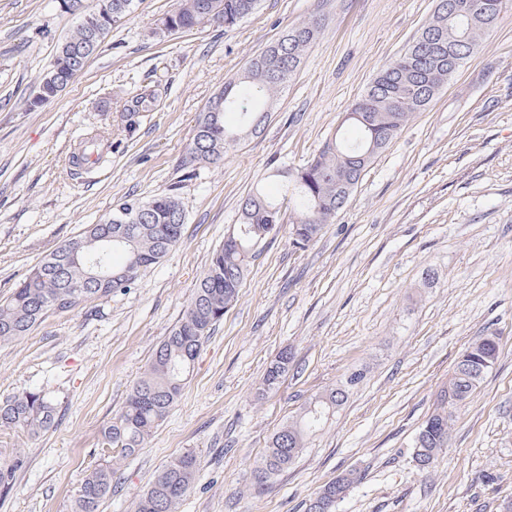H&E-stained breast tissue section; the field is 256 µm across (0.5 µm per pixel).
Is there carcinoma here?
I'll use <instances>...</instances> for the list:
<instances>
[{
	"label": "carcinoma",
	"mask_w": 512,
	"mask_h": 512,
	"mask_svg": "<svg viewBox=\"0 0 512 512\" xmlns=\"http://www.w3.org/2000/svg\"><path fill=\"white\" fill-rule=\"evenodd\" d=\"M82 2L75 16L76 25L59 43L51 68L41 78L31 105L56 99L82 72L71 62L72 52L93 56L112 31L134 7V0H94ZM473 5L471 14L461 19L448 17V11H436L421 31L430 35L428 44H411L390 60L348 110L336 135L306 166L288 175L275 171L283 195H268L258 187L241 204V221L224 238L206 272L197 281L181 320L156 348L147 368L131 387L122 410L102 432L103 451L111 460L84 474L72 503V512H99L102 500L112 491V478L118 461L135 455L145 447L154 430L178 400L186 380L194 370L204 339L219 322L224 311L238 298L251 249L276 233L281 207L292 213L291 239L295 247L307 248L336 217L348 198L344 187L354 192L374 160L401 133L412 115L433 101L445 84L458 72L448 68L454 50L474 52L498 20L503 0H466ZM259 0H179L170 13L161 18L158 30L172 34L199 26L230 28L248 17ZM322 26L317 21L303 22L281 35V45L271 43L252 59L244 72L224 82L227 96L216 93L200 114L195 133L187 146L185 164L218 166L224 163L228 149L264 130L276 96L286 86L301 63L304 52L317 39ZM157 90L144 88L127 105L126 126L136 127V118L151 111ZM102 139L79 144L76 163L87 165L104 159ZM133 207L145 214L135 221L120 213ZM185 224V212L174 189L162 190L148 199L129 198L97 224H90L82 235L53 249L0 302V345H8L27 334L45 314L69 312L95 300L109 298L134 288L143 273L160 262L179 243ZM125 231L132 244L114 247L104 257L116 274L135 269L131 279L117 278L103 286L87 284V261L82 259L88 241L106 233ZM70 249L77 261L59 259ZM498 359V345L491 336L472 343L458 358L440 405L423 422L414 444V459L425 470L436 461L438 452L448 443L452 422L450 408L468 399ZM291 354L284 351L267 368L265 386H275L288 371ZM364 373L354 371L340 387L330 390L305 408L302 414L274 434L262 465L254 476L253 489L260 493L274 478L288 469L304 448L306 438L317 431L325 415L340 405L347 391L358 385ZM57 404L38 389L15 394L0 402V430L36 436L55 423ZM24 454L17 451L0 460V496H7L15 475L25 467ZM201 461L192 452L167 463L158 471L138 498L134 512H177L199 472ZM353 486L351 482H329L306 503L305 512H317L314 504L327 498L336 512L338 501Z\"/></svg>",
	"instance_id": "1"
}]
</instances>
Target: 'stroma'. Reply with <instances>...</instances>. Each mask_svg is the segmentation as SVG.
Here are the masks:
<instances>
[{"instance_id":"obj_1","label":"stroma","mask_w":512,"mask_h":512,"mask_svg":"<svg viewBox=\"0 0 512 512\" xmlns=\"http://www.w3.org/2000/svg\"><path fill=\"white\" fill-rule=\"evenodd\" d=\"M178 0H136L54 101L32 99L73 20L58 0H0V300L50 251L127 198L175 186L180 244L126 294L47 313L0 345V400L37 388L57 404L37 436L0 430V459L22 452L0 512H71L84 472L105 464L102 430L259 185L331 139L377 72L430 18L436 0H261L231 29L160 35ZM323 29L279 94L264 131L220 167L182 161L209 98L287 29ZM159 96L126 130L124 107ZM105 133L106 163L75 165ZM290 223L254 250L238 299L205 339L183 391L145 448L122 461L101 512L133 504L167 462L201 469L179 512H304L338 474L361 481L338 512H503L512 503V0L482 46L367 169L306 249ZM494 337L498 360L454 409L448 446L420 470L412 442L461 353ZM293 360L262 385L281 351ZM364 380L265 491L253 472L272 436L351 372ZM493 481H486V474Z\"/></svg>"}]
</instances>
